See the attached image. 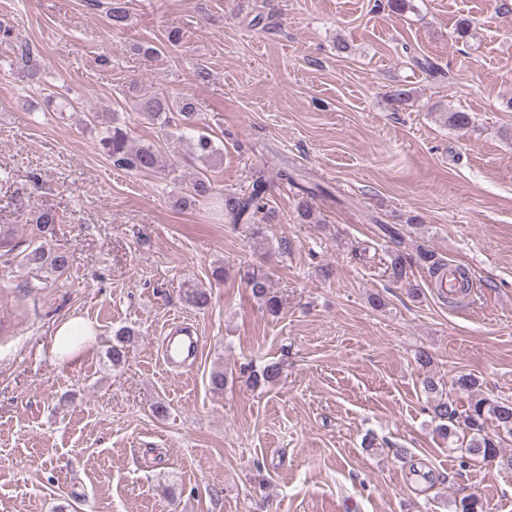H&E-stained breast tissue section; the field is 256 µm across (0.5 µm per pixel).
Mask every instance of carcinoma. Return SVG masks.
<instances>
[{
    "instance_id": "carcinoma-1",
    "label": "carcinoma",
    "mask_w": 512,
    "mask_h": 512,
    "mask_svg": "<svg viewBox=\"0 0 512 512\" xmlns=\"http://www.w3.org/2000/svg\"><path fill=\"white\" fill-rule=\"evenodd\" d=\"M112 28L122 29L127 21V12L122 0H112L109 9ZM133 109L143 118L160 124L163 131L159 143L135 146L131 140V129L119 113L112 112L102 115L90 112L86 115L89 125L98 129L96 146L112 160V164L120 169L138 171H158L162 168V142L170 136L188 143L186 156L197 162L203 159L215 160L221 156V148L216 146L213 136L200 126L199 113L191 100L187 98H172L162 91H153L139 96L133 103ZM442 118L451 128L464 131L473 124L470 113L454 110L448 111ZM270 181L261 169L252 175L251 189L244 196L226 193L217 195L212 178L205 172L196 174L184 196L181 204L192 207L199 202H208L224 212V219L231 224L246 222L255 239L263 236V226L258 224V215L263 213L267 205V193ZM392 240L397 249L392 254L390 262V277L401 282L407 279V268L416 264L428 274L430 279L437 280L447 270V263L438 254L417 243L406 240L396 231H391ZM29 261H41L50 265L51 270L62 272L68 266V258L62 253H45L37 248L26 256ZM251 292L264 308L271 314L280 311L278 297L270 292L266 282L253 274H246ZM186 300L196 308H205L210 303V294L202 288H189ZM134 332L129 327L119 328L114 336L107 357L112 366L117 367L126 360V345ZM282 375V366L277 362H269L257 369L251 370L247 382L253 387L274 386ZM479 381L473 374H461L454 378L452 392L445 393L439 388V383L428 376L424 379V391L429 399L428 411L432 420L437 423L440 435L454 443V438L463 433L470 436L464 448L462 463L470 461H496L503 470L512 471V454L506 455L501 451L505 440L512 439V401L492 399L479 392ZM465 393L469 397L467 407L458 406L453 394ZM494 422L493 431H488V422ZM454 512H483V504L474 494L464 495L454 500Z\"/></svg>"
}]
</instances>
